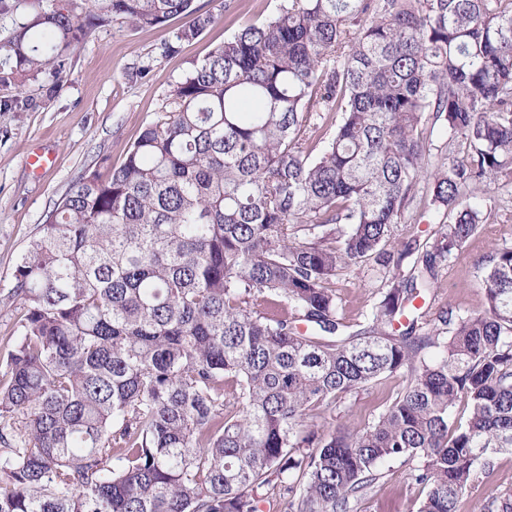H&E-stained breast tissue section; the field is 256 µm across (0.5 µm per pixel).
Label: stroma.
Listing matches in <instances>:
<instances>
[{"label": "stroma", "mask_w": 512, "mask_h": 512, "mask_svg": "<svg viewBox=\"0 0 512 512\" xmlns=\"http://www.w3.org/2000/svg\"><path fill=\"white\" fill-rule=\"evenodd\" d=\"M282 0H194L215 21L198 38L163 57L160 46L174 40L183 18L155 28H138L114 19L93 29L70 53L58 78L45 75L23 88L0 83V337L19 333L24 315L13 296V271L30 239L85 171L106 172L122 162L140 129L169 110L175 81L193 63L222 44L239 26L277 13ZM44 153L52 164L32 171L30 154ZM494 216L459 253L443 262L427 298L431 310L481 312L484 260L493 249L512 247V183L498 182L486 192ZM336 296L349 324L362 321L375 300V274L352 268L336 280ZM405 384L403 373L381 378L337 405L321 408L317 421L328 429L373 422ZM408 466L392 463L386 476L359 504V512H417L421 495L407 480ZM512 491V454L497 455L495 468L460 498L457 512H483L489 496Z\"/></svg>", "instance_id": "obj_1"}]
</instances>
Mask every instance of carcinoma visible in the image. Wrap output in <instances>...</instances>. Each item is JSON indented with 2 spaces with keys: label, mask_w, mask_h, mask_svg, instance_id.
Returning a JSON list of instances; mask_svg holds the SVG:
<instances>
[{
  "label": "carcinoma",
  "mask_w": 512,
  "mask_h": 512,
  "mask_svg": "<svg viewBox=\"0 0 512 512\" xmlns=\"http://www.w3.org/2000/svg\"><path fill=\"white\" fill-rule=\"evenodd\" d=\"M193 2L34 0L0 77L61 73L115 17L185 18L168 56L215 21ZM169 97L15 265L0 512H259L271 490L277 512H357L397 460L418 512H457L512 453V247L486 262L483 312L415 301L490 220L475 191L512 180V0H286ZM428 124L448 139L433 161ZM411 211L440 229L399 239ZM367 264L377 299L349 332L333 285ZM400 371L372 423H313Z\"/></svg>",
  "instance_id": "obj_1"
}]
</instances>
